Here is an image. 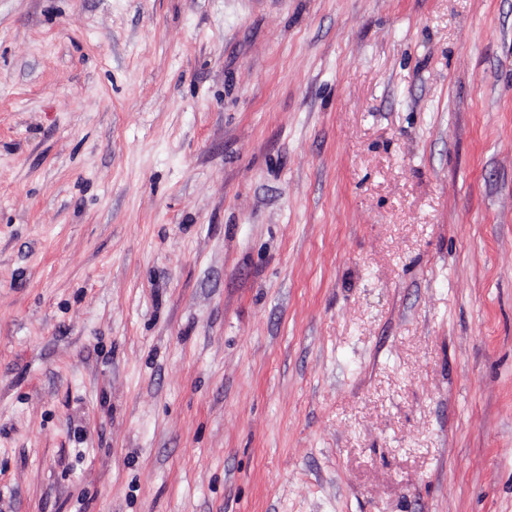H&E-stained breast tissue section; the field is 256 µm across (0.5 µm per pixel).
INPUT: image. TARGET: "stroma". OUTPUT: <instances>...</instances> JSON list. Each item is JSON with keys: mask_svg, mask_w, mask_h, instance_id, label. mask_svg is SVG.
I'll return each mask as SVG.
<instances>
[{"mask_svg": "<svg viewBox=\"0 0 512 512\" xmlns=\"http://www.w3.org/2000/svg\"><path fill=\"white\" fill-rule=\"evenodd\" d=\"M0 512H512V0H0Z\"/></svg>", "mask_w": 512, "mask_h": 512, "instance_id": "1", "label": "stroma"}]
</instances>
